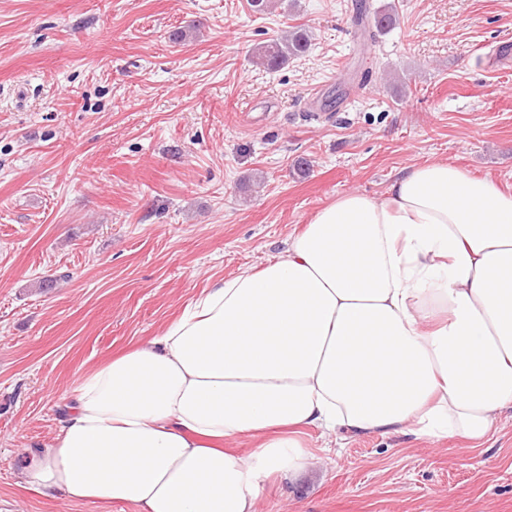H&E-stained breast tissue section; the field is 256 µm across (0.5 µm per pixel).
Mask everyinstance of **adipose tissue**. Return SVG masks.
Segmentation results:
<instances>
[{"mask_svg": "<svg viewBox=\"0 0 512 512\" xmlns=\"http://www.w3.org/2000/svg\"><path fill=\"white\" fill-rule=\"evenodd\" d=\"M512 409V193L447 160L341 193L260 270L94 368L20 473L140 512H258L308 430L457 437ZM257 439L238 451L231 439Z\"/></svg>", "mask_w": 512, "mask_h": 512, "instance_id": "ef3b65f1", "label": "adipose tissue"}]
</instances>
